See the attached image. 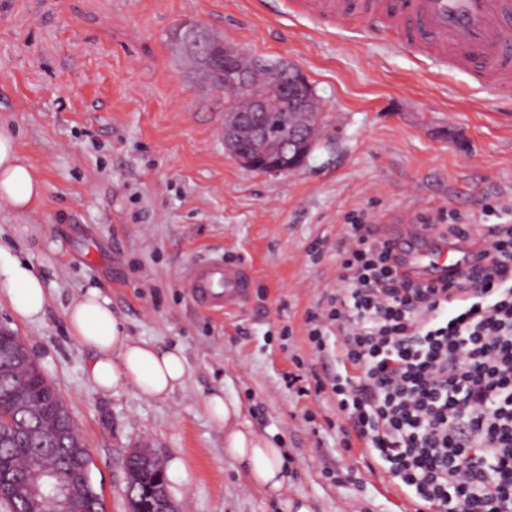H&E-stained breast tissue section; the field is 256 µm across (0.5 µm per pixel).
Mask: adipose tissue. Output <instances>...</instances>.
<instances>
[{"mask_svg": "<svg viewBox=\"0 0 512 512\" xmlns=\"http://www.w3.org/2000/svg\"><path fill=\"white\" fill-rule=\"evenodd\" d=\"M45 182L20 151L16 139L0 131V210L25 213L41 202ZM0 292L14 314L26 321L39 320L49 302L48 292L31 263L0 248ZM71 338L91 351L88 373L96 389L109 392L133 388L139 395L167 400L184 382L188 369L181 348L138 342L127 335L99 289H87L65 312ZM210 420L224 431V451L243 472L247 482L277 500L280 512H312L303 499L283 494L287 479L284 452L243 415L240 402L212 392L204 401Z\"/></svg>", "mask_w": 512, "mask_h": 512, "instance_id": "1", "label": "adipose tissue"}]
</instances>
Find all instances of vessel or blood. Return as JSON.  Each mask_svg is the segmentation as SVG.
I'll use <instances>...</instances> for the list:
<instances>
[{
    "label": "vessel or blood",
    "instance_id": "vessel-or-blood-1",
    "mask_svg": "<svg viewBox=\"0 0 512 512\" xmlns=\"http://www.w3.org/2000/svg\"><path fill=\"white\" fill-rule=\"evenodd\" d=\"M299 14L328 26L362 21L394 33L402 46L466 73L480 87L512 103V0H295ZM409 272L437 283L471 264L468 246L442 243L421 226H383ZM253 279L250 265L211 257L189 265L182 285L203 311L241 306Z\"/></svg>",
    "mask_w": 512,
    "mask_h": 512
}]
</instances>
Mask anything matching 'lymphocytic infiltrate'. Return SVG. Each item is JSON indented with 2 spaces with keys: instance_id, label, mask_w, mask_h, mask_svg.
<instances>
[{
  "instance_id": "f902f5d3",
  "label": "lymphocytic infiltrate",
  "mask_w": 512,
  "mask_h": 512,
  "mask_svg": "<svg viewBox=\"0 0 512 512\" xmlns=\"http://www.w3.org/2000/svg\"><path fill=\"white\" fill-rule=\"evenodd\" d=\"M433 222L474 263L452 285L404 270L373 225L349 224L336 289L308 312V338L357 438L422 502L457 512L512 506V198Z\"/></svg>"
}]
</instances>
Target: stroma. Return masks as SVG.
<instances>
[{"label": "stroma", "instance_id": "stroma-1", "mask_svg": "<svg viewBox=\"0 0 512 512\" xmlns=\"http://www.w3.org/2000/svg\"><path fill=\"white\" fill-rule=\"evenodd\" d=\"M195 24L303 70L328 117L303 167L256 172L225 149L224 98L176 43ZM0 126L46 183L30 213L0 211V247L34 265L50 299L31 323L1 296L0 330L63 396L106 512H128L133 448L161 459L178 512H278L224 452L204 410L218 389L283 448L288 497L313 512H415L363 443L344 445L332 390L304 395L288 376L336 369L305 315L336 287L350 213L476 217L512 194V111L493 92L356 22L322 28L290 0H0ZM18 224L34 234L17 238ZM208 256L252 266L240 309L210 315L189 298L183 270ZM89 288L132 339L183 349L188 372L166 401L94 387L64 319Z\"/></svg>", "mask_w": 512, "mask_h": 512}]
</instances>
